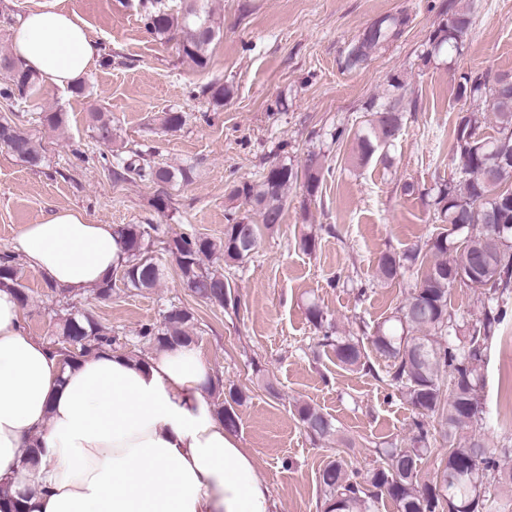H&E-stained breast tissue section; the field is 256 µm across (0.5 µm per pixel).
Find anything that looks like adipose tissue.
<instances>
[{
    "label": "adipose tissue",
    "instance_id": "ef3b65f1",
    "mask_svg": "<svg viewBox=\"0 0 512 512\" xmlns=\"http://www.w3.org/2000/svg\"><path fill=\"white\" fill-rule=\"evenodd\" d=\"M12 53L66 87L99 48L77 16L44 7L22 18ZM14 249L74 293L100 283L124 252L114 225L75 209L25 225ZM216 384L192 345L142 360L105 350L62 366L0 288V512L19 496L27 512H273L253 452L215 411Z\"/></svg>",
    "mask_w": 512,
    "mask_h": 512
}]
</instances>
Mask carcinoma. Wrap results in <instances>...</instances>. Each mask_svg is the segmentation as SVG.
<instances>
[{
	"label": "carcinoma",
	"instance_id": "1",
	"mask_svg": "<svg viewBox=\"0 0 512 512\" xmlns=\"http://www.w3.org/2000/svg\"><path fill=\"white\" fill-rule=\"evenodd\" d=\"M207 0H183L181 10L170 12L162 0H153L144 14L148 31L160 38L179 37V52L196 67L209 65V46L217 26ZM471 24V12L462 7L453 12L431 37L436 50L446 46L457 50ZM393 37V24L381 20L353 44L348 63L363 64L369 50L386 45ZM0 62L16 68L0 83V97L12 100L36 94L39 79L17 60L0 53ZM457 97L476 102L489 101L497 135L481 137L479 111H466L452 131V149L458 159L456 177L438 188L434 200L439 232L421 245L401 254L381 253L375 277L380 284L408 278L407 292L388 323L369 336L375 352L387 361L380 374L370 363L357 336H336L335 326L318 306L307 315L322 336L318 344L333 350L336 361L353 371H365L405 400L414 410L412 435L403 447L378 449L380 462L366 473L351 468L338 458L319 473L321 512H373L375 503L390 499L397 512H512V444L490 447L484 438L487 423L481 399L482 370L487 351L508 314L507 296L512 294V204L498 203L496 188L512 190V163L503 162L500 144L512 146V88L499 87V78L465 74L457 85ZM403 98L391 97L373 113L368 127L357 134L358 159L368 161L378 147L395 140L403 119ZM92 131L97 143L112 147V120L99 112L92 115ZM12 152L32 167L42 156L30 136ZM128 158L117 163L112 173L123 179L130 173L157 186L189 179V170L155 162L141 149H128ZM320 162L308 155L304 176L307 189L315 193L320 184ZM299 179V170L288 163L263 175L258 182H243L233 189L252 206V213L230 216L220 242L194 232H183L168 241L167 251L177 263L183 282L195 286L205 301L238 313L240 297L224 277L223 269L203 266V260L224 264L248 258L259 246L262 230L281 223L288 189ZM123 240L124 275L107 276L95 285L100 299H108L117 284L127 289L146 290L157 285L160 269L150 255L157 225L120 224ZM465 285L481 295L474 318L450 309L454 288ZM13 291L21 306L29 300L14 256H0V287ZM60 347L77 345L72 362L102 349L112 348V337L93 316L69 312L57 324ZM193 314L171 305L162 311V320L148 322L137 331L139 341L161 348L196 342ZM245 400L236 387L228 388L224 401L215 410L225 426L239 427L236 407ZM297 416L314 439L335 434L332 420L320 410L300 404ZM446 449L432 471L422 467L424 456L437 440Z\"/></svg>",
	"mask_w": 512,
	"mask_h": 512
}]
</instances>
